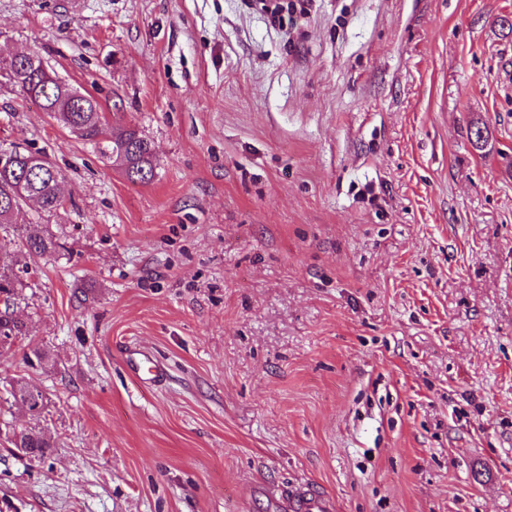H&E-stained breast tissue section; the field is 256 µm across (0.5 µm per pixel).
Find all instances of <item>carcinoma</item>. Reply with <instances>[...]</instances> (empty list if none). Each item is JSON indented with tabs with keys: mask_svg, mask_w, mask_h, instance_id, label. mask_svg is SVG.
<instances>
[{
	"mask_svg": "<svg viewBox=\"0 0 512 512\" xmlns=\"http://www.w3.org/2000/svg\"><path fill=\"white\" fill-rule=\"evenodd\" d=\"M3 79L25 100L37 104L64 129L75 128L81 140L93 145L101 156L117 166L132 183L147 184L154 177L157 151L152 140L137 127L126 126L117 132H105L107 118L98 100L84 92L68 98L50 77L53 69L45 65L39 52L17 62V67L0 66ZM62 171L43 156L26 149H10L9 158L0 165V232L11 231V241L32 258L56 253L59 243L52 236L24 229V197L37 200L39 207L53 214L64 208ZM10 252L0 253V345L27 335V325L14 312L22 282L9 262ZM18 400L32 416L45 410L42 392L28 387L19 389ZM11 443L25 456L43 460L51 448L50 438L42 430H24L13 434Z\"/></svg>",
	"mask_w": 512,
	"mask_h": 512,
	"instance_id": "carcinoma-1",
	"label": "carcinoma"
}]
</instances>
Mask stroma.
<instances>
[{"label": "stroma", "instance_id": "stroma-1", "mask_svg": "<svg viewBox=\"0 0 512 512\" xmlns=\"http://www.w3.org/2000/svg\"><path fill=\"white\" fill-rule=\"evenodd\" d=\"M504 18L311 0L288 31L258 0H0L1 54L39 51L157 150L132 183L0 83V146L66 176L64 210L25 216L60 250L14 255L0 512H279L259 486L299 483L337 512H512ZM34 426L41 462L11 443ZM126 367L128 373L143 384H156L163 378V372L159 366L138 349L127 350Z\"/></svg>", "mask_w": 512, "mask_h": 512}]
</instances>
